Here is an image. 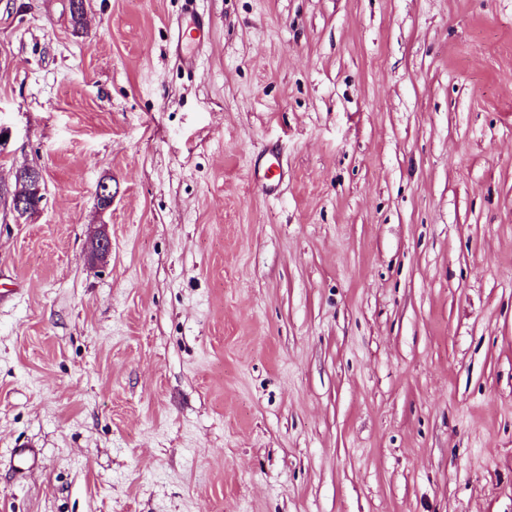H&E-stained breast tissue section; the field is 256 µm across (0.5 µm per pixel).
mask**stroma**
<instances>
[{
  "label": "stroma",
  "instance_id": "35a3bbf8",
  "mask_svg": "<svg viewBox=\"0 0 512 512\" xmlns=\"http://www.w3.org/2000/svg\"><path fill=\"white\" fill-rule=\"evenodd\" d=\"M84 7L0 0V512H512V0ZM184 2V17L183 19L177 20L173 26L172 45L174 50L178 53L182 51L183 38L186 32L184 31L185 23L187 28H193L199 37L201 32L204 30V21L199 18L196 10L193 7L195 0H184ZM253 178L256 186L265 194L277 192L281 182V172L276 152L268 149L265 155L255 162ZM45 190L42 170L38 167H28L18 174L17 187L7 192L11 198L12 210L20 218L35 214L45 199Z\"/></svg>",
  "mask_w": 512,
  "mask_h": 512
}]
</instances>
